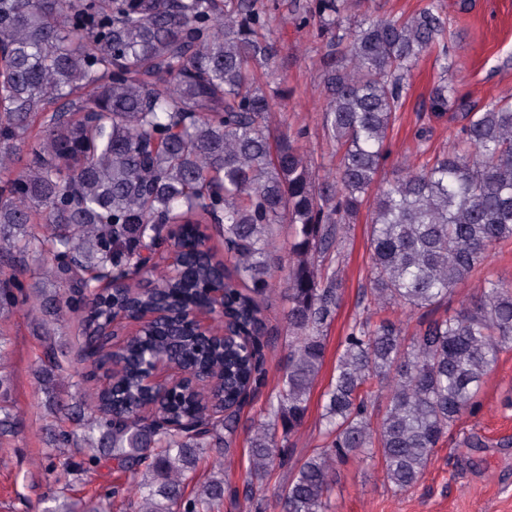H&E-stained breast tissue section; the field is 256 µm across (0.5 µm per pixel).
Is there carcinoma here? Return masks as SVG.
Listing matches in <instances>:
<instances>
[{
  "label": "carcinoma",
  "mask_w": 512,
  "mask_h": 512,
  "mask_svg": "<svg viewBox=\"0 0 512 512\" xmlns=\"http://www.w3.org/2000/svg\"><path fill=\"white\" fill-rule=\"evenodd\" d=\"M350 0H310L301 17L332 33L324 122L336 142V177L318 182L300 134L271 138L272 99L262 85L275 50L259 0H0V318L26 309L36 326L39 388L52 398L49 448H80L87 472L101 460L130 473L104 496L42 499L40 512H221L224 458L236 451L238 389L265 377L234 341L213 344L182 327L206 300L216 267L204 254L181 279L154 282L169 311L165 336H131L115 389L66 405L56 331L69 313L89 322L140 307L116 293L94 297L96 273L130 268L161 247L166 224H213L234 256L224 307L241 327L265 321L258 297L271 285L274 227L295 226L288 274V367L250 438L243 489L248 512H329L335 465L380 459L387 482L410 492L439 443L474 411L485 378L512 351V282L484 280L479 296L406 335L404 319L433 310L467 280L490 247L512 239V103L470 104L448 81L441 48L447 19L427 4L409 17L365 15L341 27ZM440 76L428 109L461 113L457 146L380 182L386 142L407 77L433 50ZM94 114L88 121L85 113ZM26 153L25 167H13ZM373 199L370 284L375 311L352 322L324 392L328 442L295 466L282 489L255 488L288 464L322 369L341 280L321 263L340 226ZM175 360L213 381L224 415L202 433L147 421L143 362ZM0 332V447L18 433ZM384 403L378 425L372 417ZM200 407L175 391L158 405L171 419ZM79 422L77 434L66 420Z\"/></svg>",
  "instance_id": "carcinoma-1"
}]
</instances>
